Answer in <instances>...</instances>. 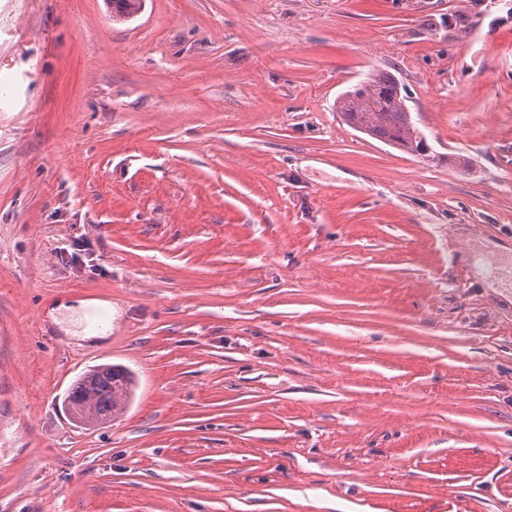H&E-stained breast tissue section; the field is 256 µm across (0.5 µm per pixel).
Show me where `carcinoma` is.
<instances>
[{
    "label": "carcinoma",
    "instance_id": "1",
    "mask_svg": "<svg viewBox=\"0 0 512 512\" xmlns=\"http://www.w3.org/2000/svg\"><path fill=\"white\" fill-rule=\"evenodd\" d=\"M142 0H112V20L124 21L138 12ZM408 95L392 74L380 72L358 83L336 100V110L351 127L411 154L424 153ZM134 379L124 367L101 365L88 370L71 388V409L82 418L97 422L112 419L129 407Z\"/></svg>",
    "mask_w": 512,
    "mask_h": 512
}]
</instances>
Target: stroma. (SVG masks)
<instances>
[{"label": "stroma", "instance_id": "1", "mask_svg": "<svg viewBox=\"0 0 512 512\" xmlns=\"http://www.w3.org/2000/svg\"><path fill=\"white\" fill-rule=\"evenodd\" d=\"M0 512H512V0H0ZM408 98L394 75L380 72L339 96L336 110L356 130L411 154L425 155L422 134L412 118ZM134 379L124 367L101 365L88 370L71 388L67 399L82 418L97 422L114 419L129 407Z\"/></svg>", "mask_w": 512, "mask_h": 512}]
</instances>
